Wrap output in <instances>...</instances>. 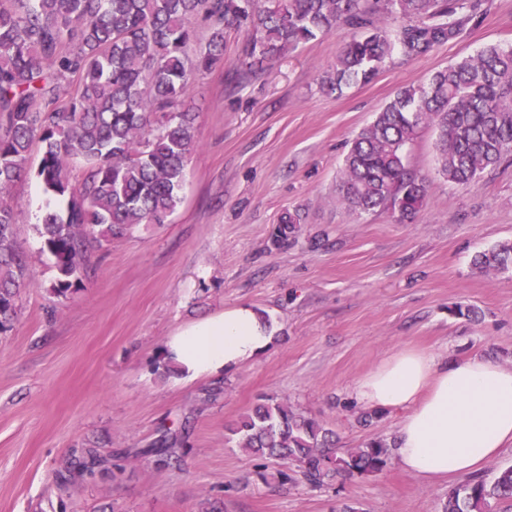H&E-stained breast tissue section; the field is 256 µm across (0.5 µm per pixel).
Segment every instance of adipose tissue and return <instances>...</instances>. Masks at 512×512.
Here are the masks:
<instances>
[{
  "instance_id": "ef3b65f1",
  "label": "adipose tissue",
  "mask_w": 512,
  "mask_h": 512,
  "mask_svg": "<svg viewBox=\"0 0 512 512\" xmlns=\"http://www.w3.org/2000/svg\"><path fill=\"white\" fill-rule=\"evenodd\" d=\"M273 338L266 317L240 304L176 331L162 358L193 380L237 370ZM354 394L370 409H405L395 453L406 471L432 482L474 474L512 446V369L492 360H440L405 347L359 379Z\"/></svg>"
}]
</instances>
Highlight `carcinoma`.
Returning <instances> with one entry per match:
<instances>
[{
	"label": "carcinoma",
	"mask_w": 512,
	"mask_h": 512,
	"mask_svg": "<svg viewBox=\"0 0 512 512\" xmlns=\"http://www.w3.org/2000/svg\"><path fill=\"white\" fill-rule=\"evenodd\" d=\"M482 0H0V330L15 314V288L29 275L14 241L8 196L30 173L29 148L43 144L35 172L43 192L64 202L47 211L40 234L65 295L79 280L85 244L137 224H165L196 143L197 115L184 108L190 76L224 49V29L250 31L252 64L271 62L339 26L354 30L322 87L366 83L397 52L415 59L459 39L479 21ZM209 25L208 52L187 53L189 21ZM76 82L74 93L66 85ZM435 128L438 175L469 186L512 157V45H489L401 88L353 138L340 193L356 215L411 218L426 205L430 181L410 167L405 148L421 127ZM473 265L512 271V240L475 255ZM229 442L279 464L272 478L312 488L384 471L394 445L373 438L336 447L335 433L287 402L268 398L229 428ZM164 438L143 451L166 463ZM103 462L84 448L73 473ZM512 512V466L448 490L443 512Z\"/></svg>",
	"instance_id": "obj_1"
}]
</instances>
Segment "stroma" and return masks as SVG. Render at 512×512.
<instances>
[{
    "mask_svg": "<svg viewBox=\"0 0 512 512\" xmlns=\"http://www.w3.org/2000/svg\"><path fill=\"white\" fill-rule=\"evenodd\" d=\"M465 35L433 53L393 56L368 83L325 93L320 78L348 40L339 28L265 71L244 58L246 30L224 32V55L192 77L196 147L182 202L165 224L89 241L87 267L63 296L39 234L62 210L32 178L11 189L14 237L30 278L0 331V512H442L457 478L427 482L391 462L327 489L262 481L261 461L227 427L267 397L336 433L341 448L394 441L404 412L363 409L355 383L403 347L486 358L512 369V273L476 270L473 256L512 240V161L460 187L437 174L435 133L407 148L431 180L413 219L356 216L337 185L349 144L400 87L490 44H512V0H484ZM297 219L285 240L275 234ZM247 303L275 325L269 349L240 369L193 382L165 372L176 329ZM461 305L479 320L452 316ZM173 441L176 467L140 456ZM105 457L71 477L81 449Z\"/></svg>",
    "mask_w": 512,
    "mask_h": 512,
    "instance_id": "35a3bbf8",
    "label": "stroma"
}]
</instances>
